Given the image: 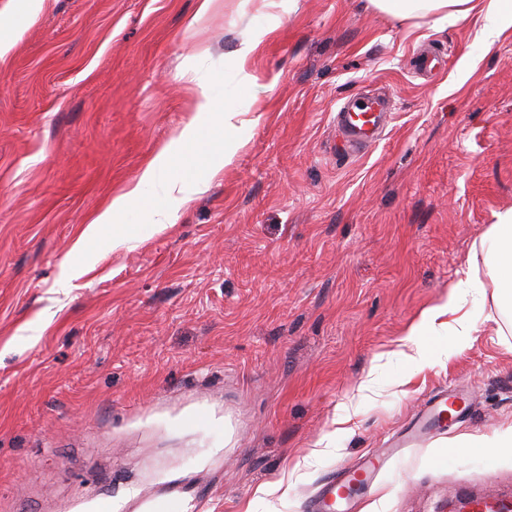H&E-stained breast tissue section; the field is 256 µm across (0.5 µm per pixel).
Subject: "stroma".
<instances>
[{"label": "stroma", "instance_id": "stroma-1", "mask_svg": "<svg viewBox=\"0 0 512 512\" xmlns=\"http://www.w3.org/2000/svg\"><path fill=\"white\" fill-rule=\"evenodd\" d=\"M197 4L47 0L31 22L0 0L20 32L0 61V512H305L453 382L459 449L383 463L364 512L511 496L512 463L474 442L512 425V333L468 258L512 212V28L368 0H222L196 24ZM194 69L247 113L241 147L173 223L103 233L66 279L89 216L194 119ZM357 94L389 107L368 147L333 120ZM458 283L466 326L414 367L403 337Z\"/></svg>", "mask_w": 512, "mask_h": 512}]
</instances>
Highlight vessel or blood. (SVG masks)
Wrapping results in <instances>:
<instances>
[{
  "instance_id": "b4317fda",
  "label": "vessel or blood",
  "mask_w": 512,
  "mask_h": 512,
  "mask_svg": "<svg viewBox=\"0 0 512 512\" xmlns=\"http://www.w3.org/2000/svg\"><path fill=\"white\" fill-rule=\"evenodd\" d=\"M387 116V108L379 100L354 98L337 112L336 125L346 141L371 145L376 143ZM463 400V395L457 393H433L419 408L408 431L396 440V448L444 433L449 413L459 411ZM379 464V458L366 456L350 469L329 476L308 500V512H352L356 497L372 486Z\"/></svg>"
}]
</instances>
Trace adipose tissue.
Listing matches in <instances>:
<instances>
[{
    "mask_svg": "<svg viewBox=\"0 0 512 512\" xmlns=\"http://www.w3.org/2000/svg\"><path fill=\"white\" fill-rule=\"evenodd\" d=\"M378 10L393 17L410 19L434 15L437 22L461 19L472 9V0H369ZM199 118L184 127L170 145L154 157L143 170L138 182L115 195L89 222L78 244L77 259L85 261L89 247L104 229H111L113 245L135 242L141 231L154 224L172 223L175 213L186 202L195 168L219 171L237 146L236 112L226 110L210 79L196 81ZM221 128L220 140H213V128ZM485 267L499 281L500 310H512V213L492 225L480 242ZM459 286H452L441 304L425 310L406 336L413 350L409 361L422 364L427 352L422 344L424 333L446 329V317L460 310Z\"/></svg>",
    "mask_w": 512,
    "mask_h": 512,
    "instance_id": "obj_1",
    "label": "adipose tissue"
}]
</instances>
